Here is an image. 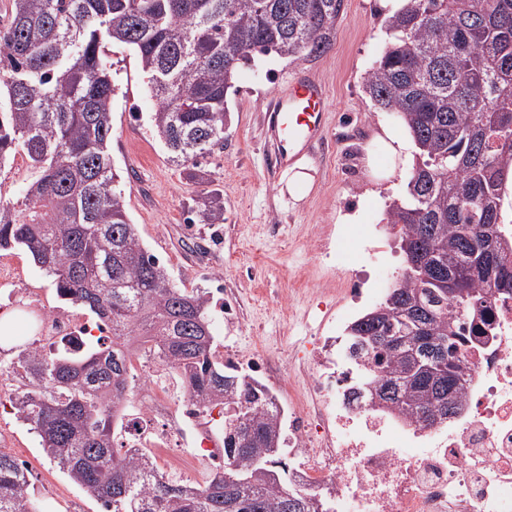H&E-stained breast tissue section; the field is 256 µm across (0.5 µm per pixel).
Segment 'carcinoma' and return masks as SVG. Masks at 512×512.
<instances>
[{
  "mask_svg": "<svg viewBox=\"0 0 512 512\" xmlns=\"http://www.w3.org/2000/svg\"><path fill=\"white\" fill-rule=\"evenodd\" d=\"M344 0H11L0 29V164L20 148L36 170L24 207L0 206V250L19 248L58 296L111 335L18 346L13 400L43 454L105 512H331L282 461L284 409L273 391L216 359L207 299L170 282L130 224L110 143L115 84L109 43L134 50L157 100L150 121L188 168L224 148L227 96L240 66L275 54L317 59ZM367 74L376 105L399 114L417 147L406 195L387 223L405 261L384 302L345 345L358 394L422 427L461 402L463 325L484 318L489 290L512 295V0H403ZM204 224L224 223L218 193ZM505 242L475 266V245ZM462 278L463 308L438 285ZM174 372L198 408L224 406V467L204 484L163 479L146 452L118 450L114 407L128 401L132 357ZM25 468L0 453V512H39Z\"/></svg>",
  "mask_w": 512,
  "mask_h": 512,
  "instance_id": "1",
  "label": "carcinoma"
}]
</instances>
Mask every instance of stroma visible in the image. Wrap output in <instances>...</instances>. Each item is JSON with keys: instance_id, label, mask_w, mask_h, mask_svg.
Returning a JSON list of instances; mask_svg holds the SVG:
<instances>
[{"instance_id": "obj_1", "label": "stroma", "mask_w": 512, "mask_h": 512, "mask_svg": "<svg viewBox=\"0 0 512 512\" xmlns=\"http://www.w3.org/2000/svg\"><path fill=\"white\" fill-rule=\"evenodd\" d=\"M384 0H345L333 46L307 63L274 55L240 68L228 98L224 147L199 159L193 170L174 164L150 125L156 101L137 54L108 46L105 60L117 85L112 101V163L129 218L144 247L171 282L187 291H209L216 354L279 357L280 376L269 384L284 393V375L294 356L314 337L342 336L370 303L353 302L348 287L375 280L378 268L392 278L403 257L387 223V207L403 197L410 167H393L377 152V167L394 176L368 183L365 148L379 126L408 130L395 112L379 108L365 79L388 44ZM326 84L329 112L324 143L303 153L300 163L313 181L307 197L293 201L287 172L268 165L266 108L298 68ZM36 174L29 160L12 156L0 171V203L21 204ZM224 200V221L196 218L208 191ZM358 213L357 223L342 218ZM233 303L227 319L221 302ZM7 443L0 452L27 449L43 487L41 512H102L44 456L38 437L13 411L0 412Z\"/></svg>"}]
</instances>
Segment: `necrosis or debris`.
<instances>
[{
    "mask_svg": "<svg viewBox=\"0 0 512 512\" xmlns=\"http://www.w3.org/2000/svg\"><path fill=\"white\" fill-rule=\"evenodd\" d=\"M488 319L457 343L461 413L431 428L353 397L355 365L341 337H315L293 368L301 383L288 387L296 480L326 495L334 512H512V297L493 302ZM91 331L82 315L59 307L44 313L40 344L49 350ZM181 391L173 377L150 375L138 403L145 420L126 441L146 449L165 477L193 470L197 448L224 453L219 429Z\"/></svg>",
    "mask_w": 512,
    "mask_h": 512,
    "instance_id": "obj_1",
    "label": "necrosis or debris"
}]
</instances>
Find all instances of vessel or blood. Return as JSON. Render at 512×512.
<instances>
[{
  "label": "vessel or blood",
  "instance_id": "obj_1",
  "mask_svg": "<svg viewBox=\"0 0 512 512\" xmlns=\"http://www.w3.org/2000/svg\"><path fill=\"white\" fill-rule=\"evenodd\" d=\"M328 95L314 74L300 70L280 88L267 108V134L274 148L271 158L282 169L314 143L327 127Z\"/></svg>",
  "mask_w": 512,
  "mask_h": 512
}]
</instances>
